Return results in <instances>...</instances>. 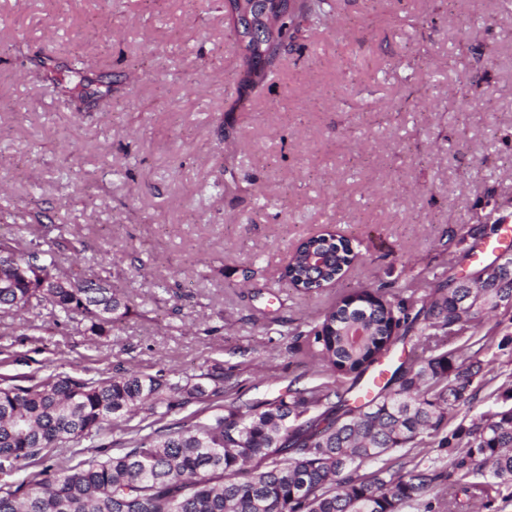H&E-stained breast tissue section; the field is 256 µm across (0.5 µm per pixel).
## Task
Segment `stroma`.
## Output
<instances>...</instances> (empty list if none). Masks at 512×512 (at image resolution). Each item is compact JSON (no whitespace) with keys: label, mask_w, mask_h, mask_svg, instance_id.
Here are the masks:
<instances>
[{"label":"stroma","mask_w":512,"mask_h":512,"mask_svg":"<svg viewBox=\"0 0 512 512\" xmlns=\"http://www.w3.org/2000/svg\"><path fill=\"white\" fill-rule=\"evenodd\" d=\"M85 62V100L51 70ZM218 0H0V238L101 278L128 305L95 338L49 302L0 313V378L221 367L238 401L332 380L303 332L355 292L430 298L478 268L461 237L512 213V0H334L239 97ZM356 260L313 294L284 271L301 240ZM473 405L501 406L512 307Z\"/></svg>","instance_id":"stroma-1"}]
</instances>
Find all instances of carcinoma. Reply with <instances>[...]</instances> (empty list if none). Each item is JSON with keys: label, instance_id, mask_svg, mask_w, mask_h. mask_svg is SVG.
<instances>
[{"label": "carcinoma", "instance_id": "cac0c4a2", "mask_svg": "<svg viewBox=\"0 0 512 512\" xmlns=\"http://www.w3.org/2000/svg\"><path fill=\"white\" fill-rule=\"evenodd\" d=\"M242 60L240 88L256 90L281 47L327 21L332 0H298L277 44L246 42L233 14L239 0H224ZM73 58L66 74L52 81L70 84L75 99L87 96ZM79 81H73V78ZM326 248L335 266L315 275L309 255ZM354 256L349 240L333 234L310 237L296 248L285 279L305 293L335 280ZM54 256L35 251L0 268V311L31 301H49L69 319H80L94 336H106L113 316L129 311L110 288L88 294L58 283ZM448 278L446 292L432 301L411 297L392 303L378 293H354L329 310L309 331L312 358L326 369L352 377L366 372L425 320L435 347L461 335L512 300V278L463 288ZM485 363L479 352L460 358L453 351L401 362L363 405H351L350 389L333 381L288 392L272 401L243 404L226 414L206 409L146 434L128 446L62 467L45 452L75 439L92 440L137 411L159 419L177 408L205 401L198 383L173 382L127 372L99 379L49 376L22 386L0 383V459L14 469L38 462L42 469L15 490H0V512H401L448 482L456 488L454 512H476L512 502V407L479 413L448 429L458 407L475 399L473 385ZM428 445L446 454L447 469L407 473L401 450ZM378 468H373L376 463ZM480 475L482 482L474 481ZM464 499H459V495Z\"/></svg>", "mask_w": 512, "mask_h": 512}]
</instances>
